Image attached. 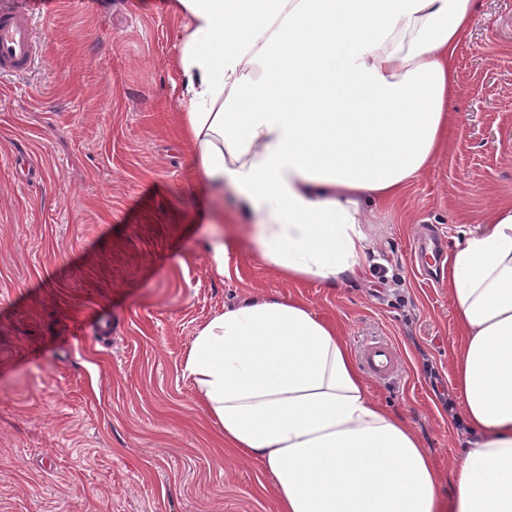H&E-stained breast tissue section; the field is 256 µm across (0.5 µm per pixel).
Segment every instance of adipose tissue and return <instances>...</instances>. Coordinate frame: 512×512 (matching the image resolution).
Masks as SVG:
<instances>
[{
  "label": "adipose tissue",
  "mask_w": 512,
  "mask_h": 512,
  "mask_svg": "<svg viewBox=\"0 0 512 512\" xmlns=\"http://www.w3.org/2000/svg\"><path fill=\"white\" fill-rule=\"evenodd\" d=\"M175 86L201 180L259 216L291 281L356 272L371 205L439 156L475 0H177ZM454 384L474 433L441 504L432 456L376 403L335 324L292 297L224 310L184 360L278 512H512V202L445 259Z\"/></svg>",
  "instance_id": "1"
}]
</instances>
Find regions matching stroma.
<instances>
[{
  "instance_id": "obj_1",
  "label": "stroma",
  "mask_w": 512,
  "mask_h": 512,
  "mask_svg": "<svg viewBox=\"0 0 512 512\" xmlns=\"http://www.w3.org/2000/svg\"><path fill=\"white\" fill-rule=\"evenodd\" d=\"M170 3L55 0L34 19L32 70L0 74V512H277L183 359L212 317L278 295L336 322L353 356L393 348L396 371L369 390L420 436L448 498L472 432L442 400L458 340L442 260L512 198V0H476L446 146L372 214L360 273L332 287L279 276L234 195L193 172Z\"/></svg>"
}]
</instances>
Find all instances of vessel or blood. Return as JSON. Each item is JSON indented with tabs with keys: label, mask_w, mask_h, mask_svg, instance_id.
Wrapping results in <instances>:
<instances>
[{
	"label": "vessel or blood",
	"mask_w": 512,
	"mask_h": 512,
	"mask_svg": "<svg viewBox=\"0 0 512 512\" xmlns=\"http://www.w3.org/2000/svg\"><path fill=\"white\" fill-rule=\"evenodd\" d=\"M43 0H31L27 9L0 12V73H21L30 68L37 51L32 27L33 10L44 9ZM396 361L387 346H373L364 353L367 370L376 377L391 373Z\"/></svg>",
	"instance_id": "obj_1"
}]
</instances>
